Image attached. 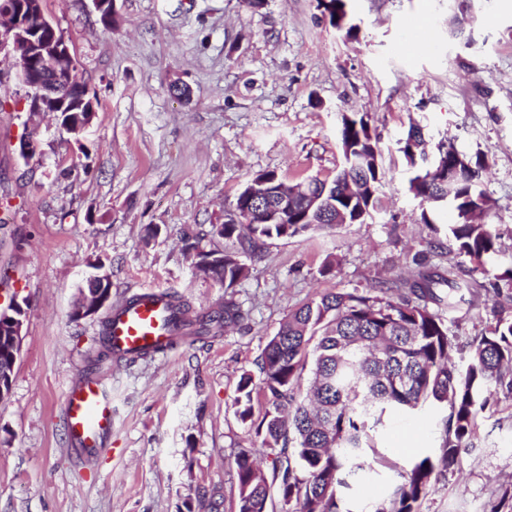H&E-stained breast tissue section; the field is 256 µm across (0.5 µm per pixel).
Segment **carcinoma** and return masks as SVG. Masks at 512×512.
I'll return each instance as SVG.
<instances>
[{
    "label": "carcinoma",
    "mask_w": 512,
    "mask_h": 512,
    "mask_svg": "<svg viewBox=\"0 0 512 512\" xmlns=\"http://www.w3.org/2000/svg\"><path fill=\"white\" fill-rule=\"evenodd\" d=\"M347 2L318 0V7L332 27L351 37ZM340 135L343 152L351 157L332 179L303 181L307 193L288 195V212L277 223L263 219L273 200L249 205L236 197L240 219L224 225V238H236L239 249L224 251V261L209 269L208 278L232 288L248 276L243 257L254 256L265 240L312 226L360 222L364 211L378 207L381 169L360 159L374 143L368 116L344 117ZM423 142L420 127L412 125L400 147L416 169L409 191L430 208L447 207L456 214L448 235L459 255L481 269L498 251L499 239L480 213L491 204L480 188L484 156L442 144L427 162L424 149H414ZM492 286L496 296L512 299V264L498 268ZM460 288L425 270L400 284L327 293L288 315L262 350L259 382L245 373L238 385L237 415L269 451L273 469L269 480L257 465L255 449L237 451L238 512H268L274 495L288 512H354L346 490L360 473L386 465L378 438L387 419L427 408L437 414L439 447L399 469L390 491L367 497L362 510L420 512L433 481L458 467L462 453L472 447L478 419L496 395L512 396V318L496 315L494 323L459 346L443 311L461 309ZM205 317L220 328L243 323L247 314L229 299ZM90 363H114L104 331ZM255 393L268 403L258 419Z\"/></svg>",
    "instance_id": "obj_1"
}]
</instances>
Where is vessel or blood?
<instances>
[{"label":"vessel or blood","instance_id":"1","mask_svg":"<svg viewBox=\"0 0 512 512\" xmlns=\"http://www.w3.org/2000/svg\"><path fill=\"white\" fill-rule=\"evenodd\" d=\"M181 319V313L160 291L146 290L135 302L115 304L108 326L113 356L169 353ZM61 413L67 437L78 454L93 457L104 450L112 434V398L97 379L74 382L66 392Z\"/></svg>","mask_w":512,"mask_h":512}]
</instances>
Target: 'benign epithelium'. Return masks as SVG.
Returning a JSON list of instances; mask_svg holds the SVG:
<instances>
[{
    "instance_id": "1",
    "label": "benign epithelium",
    "mask_w": 512,
    "mask_h": 512,
    "mask_svg": "<svg viewBox=\"0 0 512 512\" xmlns=\"http://www.w3.org/2000/svg\"><path fill=\"white\" fill-rule=\"evenodd\" d=\"M3 19L0 53L17 61L29 110L67 109L72 89L82 85L81 73L64 35L45 14L42 0H14ZM19 309L21 305L14 298L0 309V319L7 321V329L0 330V338L12 350L11 359L0 363V398L6 395L3 382L12 380L21 348L23 317L16 314Z\"/></svg>"
}]
</instances>
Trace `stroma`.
Here are the masks:
<instances>
[{
    "label": "stroma",
    "instance_id": "obj_1",
    "mask_svg": "<svg viewBox=\"0 0 512 512\" xmlns=\"http://www.w3.org/2000/svg\"><path fill=\"white\" fill-rule=\"evenodd\" d=\"M98 105L80 138L56 117L30 116L10 60L0 56V297L26 316L9 394L0 400V512H236L234 456L253 433L236 415L240 376L256 371L288 313L325 293L412 278L424 268L475 283L449 328L459 343L512 301L490 283L512 262V0H350L356 38L324 18L318 0H117L104 30L89 0H44ZM472 22L470 47L448 21ZM431 41L411 49L410 23ZM191 89L176 98L173 84ZM365 115L384 177L365 223L266 240L249 274L225 288L195 271L196 251L224 250L213 234L257 174L290 182L333 178L343 164L342 115ZM419 125L428 145L451 142L487 162L481 187L502 251L474 270L452 238L433 233L409 191L399 141ZM35 133L33 156L19 154ZM159 226L156 237L147 230ZM199 248V249H200ZM112 299L146 288L178 293L195 310L225 299L248 313L234 329L93 372L106 312L73 305L96 265ZM96 375L112 391V437L83 458L67 446V387ZM437 442L430 416L395 415L380 440L404 466ZM512 484V397L479 422L458 468L434 483L422 512H488Z\"/></svg>",
    "mask_w": 512,
    "mask_h": 512
}]
</instances>
